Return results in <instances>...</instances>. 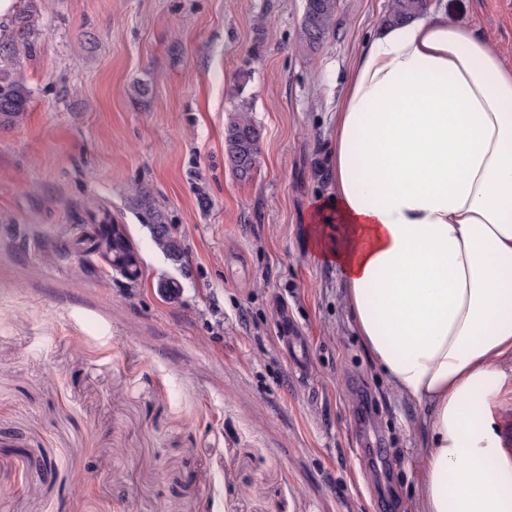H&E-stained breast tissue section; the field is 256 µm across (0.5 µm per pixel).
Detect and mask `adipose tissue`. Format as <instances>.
<instances>
[{"instance_id": "adipose-tissue-1", "label": "adipose tissue", "mask_w": 512, "mask_h": 512, "mask_svg": "<svg viewBox=\"0 0 512 512\" xmlns=\"http://www.w3.org/2000/svg\"><path fill=\"white\" fill-rule=\"evenodd\" d=\"M315 256L392 390L423 407L419 512H512L495 396L512 390V67L423 11L352 62Z\"/></svg>"}]
</instances>
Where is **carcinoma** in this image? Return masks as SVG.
<instances>
[{
	"mask_svg": "<svg viewBox=\"0 0 512 512\" xmlns=\"http://www.w3.org/2000/svg\"><path fill=\"white\" fill-rule=\"evenodd\" d=\"M426 0H389L384 21L398 22L422 13ZM337 0H306L301 27L303 46L314 52L324 43L330 30L336 26ZM13 35L0 42V127L22 123L29 112L33 90L23 78L16 75L11 65L21 55L32 53L35 34L39 30V15L31 6L19 14L15 21ZM261 129L255 124L245 106L235 109L225 127L224 140L228 160L236 176L241 180L252 178L257 171L260 158ZM152 241L155 247L172 260L182 258V250L177 239L159 217H154ZM87 251L111 253L113 262L124 260L127 237L112 232L109 224L97 225L94 236L86 239Z\"/></svg>",
	"mask_w": 512,
	"mask_h": 512,
	"instance_id": "1",
	"label": "carcinoma"
}]
</instances>
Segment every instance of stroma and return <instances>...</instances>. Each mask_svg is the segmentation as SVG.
<instances>
[{
  "label": "stroma",
  "instance_id": "1",
  "mask_svg": "<svg viewBox=\"0 0 512 512\" xmlns=\"http://www.w3.org/2000/svg\"><path fill=\"white\" fill-rule=\"evenodd\" d=\"M31 1L33 99L0 128V512H415L422 410L391 390L306 238L332 114L388 0H339L315 52L305 0L16 11ZM430 3L512 65V0ZM242 105L262 129L248 181L224 149ZM157 215L181 261L154 246ZM103 222L138 250L137 281L78 245Z\"/></svg>",
  "mask_w": 512,
  "mask_h": 512
}]
</instances>
